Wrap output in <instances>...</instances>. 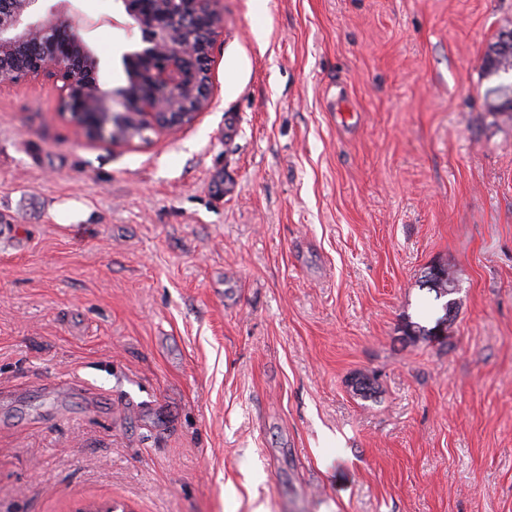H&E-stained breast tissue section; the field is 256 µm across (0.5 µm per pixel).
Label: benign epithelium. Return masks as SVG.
I'll list each match as a JSON object with an SVG mask.
<instances>
[{"instance_id": "7a95c632", "label": "benign epithelium", "mask_w": 512, "mask_h": 512, "mask_svg": "<svg viewBox=\"0 0 512 512\" xmlns=\"http://www.w3.org/2000/svg\"><path fill=\"white\" fill-rule=\"evenodd\" d=\"M142 34V47L124 55L132 84L145 75L147 93L107 92L91 81L99 59L83 35L101 23L67 11L64 0H0V86L48 79L60 84L61 109L75 123L89 118L97 139L112 140L134 109L159 130L187 125L191 106L207 104L208 61L213 36L223 19L217 0H119Z\"/></svg>"}]
</instances>
